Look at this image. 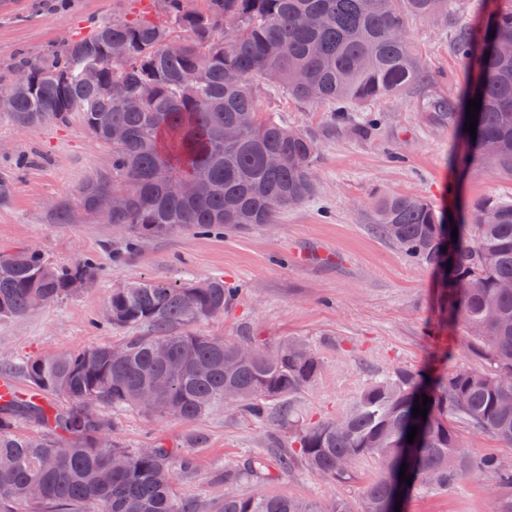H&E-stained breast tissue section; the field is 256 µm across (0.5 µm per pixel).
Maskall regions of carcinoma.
<instances>
[{"mask_svg":"<svg viewBox=\"0 0 512 512\" xmlns=\"http://www.w3.org/2000/svg\"><path fill=\"white\" fill-rule=\"evenodd\" d=\"M157 0L162 18L142 15L95 25L46 57L20 55L0 73L1 108L23 124L60 122L76 112L86 131L112 146L109 171L81 187L78 207L104 224H122L139 238L193 227L244 229L272 224L283 209L316 190V144L307 133L259 111L262 88L281 89L309 103L345 112L420 84L427 74L408 38L411 17L430 18L450 0ZM481 25H464L456 52L474 78L459 94L428 96L422 111L440 126L458 127L469 100L481 97L476 136L464 130L454 160L512 161V0H492ZM97 71L87 81L86 69ZM127 131L120 143L109 131ZM276 152V166L267 155ZM199 178L198 195L173 198L167 184ZM125 191L121 213L97 202ZM374 231L409 260L431 267L448 294V327L479 366H457L435 376L398 370L368 385L336 417L300 424L295 399L321 373L316 352L288 337L273 348L244 339L198 334L188 327L224 313L230 291L220 278L180 284L127 282L112 289L110 325L149 329L122 345L36 356L26 361L28 400L0 401V512H206L174 492L177 474L192 471L187 455L162 443L126 450L95 407L134 408L195 421L229 400L262 421L276 416L295 433L281 454L284 474L295 459L318 477L345 483L369 457L382 475L367 489L364 512H393L402 490V464L412 481L447 489L478 468L493 474L498 512H512V470L497 459L474 460L459 440L468 428L512 447V200L487 197L454 218L416 196H388L372 210ZM457 238H452V230ZM91 261L59 266L38 249L0 257V320L33 311L89 286ZM152 389L151 405L139 395ZM427 404V417L413 408ZM52 395L61 405H44ZM21 415L64 432L16 430ZM418 428L413 443L410 428ZM272 477L255 456L217 476L224 504L216 512H351L336 499L329 508L293 496L240 497L232 488Z\"/></svg>","mask_w":512,"mask_h":512,"instance_id":"1","label":"carcinoma"}]
</instances>
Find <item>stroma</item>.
Returning a JSON list of instances; mask_svg holds the SVG:
<instances>
[{
	"mask_svg": "<svg viewBox=\"0 0 512 512\" xmlns=\"http://www.w3.org/2000/svg\"><path fill=\"white\" fill-rule=\"evenodd\" d=\"M490 0H453L447 14L409 21L411 42L429 75L425 86L365 104L368 128L334 121L327 105L280 92L257 95L261 111L301 129L317 143L315 195L286 208L275 223L202 235L188 228L132 241L89 216L55 223L57 205L74 201L87 179L106 172L112 151L87 134L78 118L17 123L0 112V177L11 182L0 202V255L31 246L60 265L94 259L98 280L28 315L0 321V378L24 382V362L34 356L147 335L102 318L114 287L129 281L160 283L222 278L234 296L224 313L193 324L194 332L230 341L253 338L276 346L284 337L305 340L322 361L317 381L295 401L300 422L335 416L361 391L399 369L445 371L474 365L448 327L440 284L429 266L408 261L370 224L373 203L388 195H413L457 213L487 196L512 198V164L491 161L456 167L454 128L431 123L420 105L427 93L458 94L472 78L456 55L461 24H479ZM153 0H68L67 7L37 11L34 0H0V66L17 54H47L97 22L122 11L154 12ZM126 448L162 442L191 455L195 471L177 475L179 493L212 505L224 497L214 474L260 454L276 461L290 432L280 422L217 410L193 421L102 408ZM380 475L373 460L352 480L331 482L305 463L272 480L235 486L236 494L292 495L321 506L345 499L362 512L366 491ZM490 476L472 472L448 491L419 485L405 494L401 512H497Z\"/></svg>",
	"mask_w": 512,
	"mask_h": 512,
	"instance_id": "35a3bbf8",
	"label": "stroma"
}]
</instances>
